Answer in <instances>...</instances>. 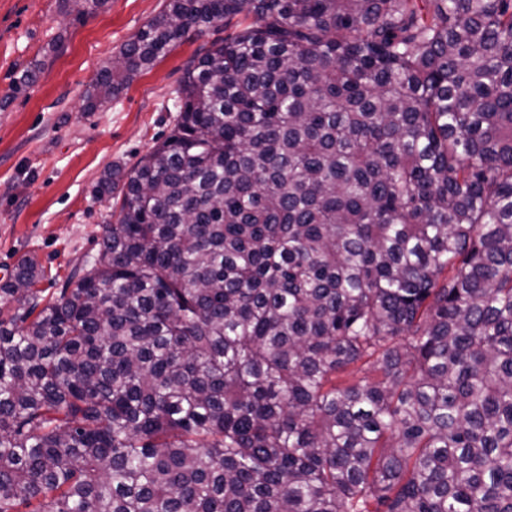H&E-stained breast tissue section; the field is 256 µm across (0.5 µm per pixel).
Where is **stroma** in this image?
Wrapping results in <instances>:
<instances>
[{
	"mask_svg": "<svg viewBox=\"0 0 512 512\" xmlns=\"http://www.w3.org/2000/svg\"><path fill=\"white\" fill-rule=\"evenodd\" d=\"M165 0H101L75 20L64 0H0V285L25 257L44 269V298L98 256L114 203L98 199L106 167H133L169 133L174 90L215 26L139 74L97 111L85 92ZM36 69V83L15 81Z\"/></svg>",
	"mask_w": 512,
	"mask_h": 512,
	"instance_id": "35a3bbf8",
	"label": "stroma"
}]
</instances>
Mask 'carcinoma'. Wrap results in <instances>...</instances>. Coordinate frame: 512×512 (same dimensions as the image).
<instances>
[{"label": "carcinoma", "instance_id": "obj_1", "mask_svg": "<svg viewBox=\"0 0 512 512\" xmlns=\"http://www.w3.org/2000/svg\"><path fill=\"white\" fill-rule=\"evenodd\" d=\"M219 23L0 287V512H512V0H166L87 109Z\"/></svg>", "mask_w": 512, "mask_h": 512}]
</instances>
